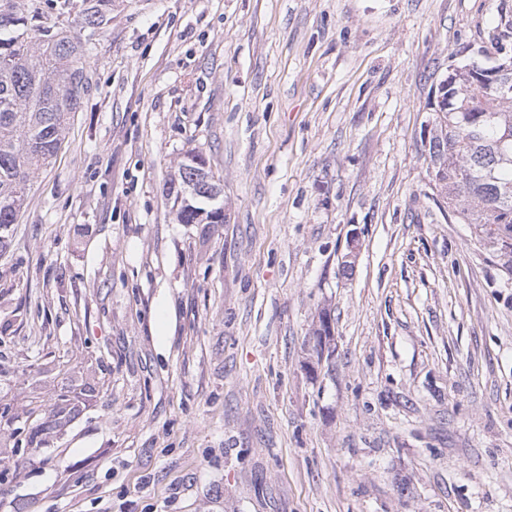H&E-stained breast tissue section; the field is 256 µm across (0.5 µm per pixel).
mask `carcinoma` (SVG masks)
I'll return each mask as SVG.
<instances>
[{
	"instance_id": "1",
	"label": "carcinoma",
	"mask_w": 512,
	"mask_h": 512,
	"mask_svg": "<svg viewBox=\"0 0 512 512\" xmlns=\"http://www.w3.org/2000/svg\"><path fill=\"white\" fill-rule=\"evenodd\" d=\"M57 16L75 15L92 33L112 20V0H44ZM40 7L16 0L0 3V248L17 222L29 178L56 156L70 114L78 111L87 89L83 58L91 39L81 43L59 26L41 23ZM495 59L499 83L476 84L482 67H448L443 100L435 103L436 118L425 139L432 191L454 221L473 224L481 236L512 254V56L500 36L481 47ZM206 156L186 151L170 180L180 224H222L224 216L202 194L188 192L198 172L207 170ZM316 346L332 337L330 317L320 312L314 329ZM95 388L55 394L50 408L38 398L18 413L0 410V424L21 417L28 425L27 445L41 448L78 416Z\"/></svg>"
}]
</instances>
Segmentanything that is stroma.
Masks as SVG:
<instances>
[{
	"label": "stroma",
	"instance_id": "obj_1",
	"mask_svg": "<svg viewBox=\"0 0 512 512\" xmlns=\"http://www.w3.org/2000/svg\"><path fill=\"white\" fill-rule=\"evenodd\" d=\"M512 0H115L0 250V512H512V270L435 204L434 86ZM202 151L213 234L165 188ZM328 311L333 337L315 351ZM95 388L85 386L79 392L61 390L55 394L50 409H44L37 397H33L30 403L23 407L17 415L12 414L8 408L1 411L0 406V430L2 423L10 428L16 418H25L28 425L27 445L29 448H42L49 443L50 438L60 434L64 428L78 416L80 408L94 393ZM73 394V395H72Z\"/></svg>",
	"mask_w": 512,
	"mask_h": 512
}]
</instances>
